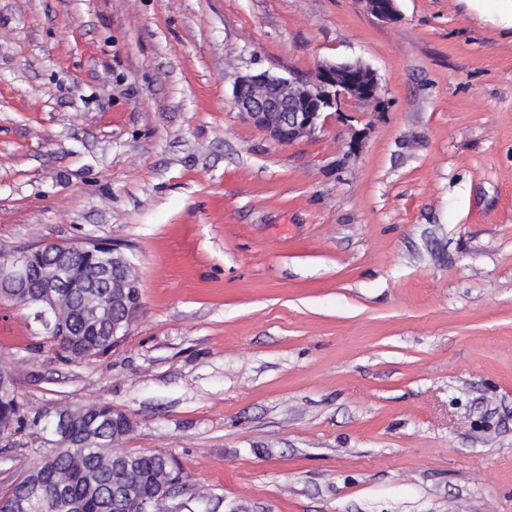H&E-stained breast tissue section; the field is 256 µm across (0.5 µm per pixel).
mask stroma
Instances as JSON below:
<instances>
[{
  "label": "stroma",
  "mask_w": 512,
  "mask_h": 512,
  "mask_svg": "<svg viewBox=\"0 0 512 512\" xmlns=\"http://www.w3.org/2000/svg\"><path fill=\"white\" fill-rule=\"evenodd\" d=\"M0 0V253L117 244L142 310L23 408L109 403L188 512H512V0ZM359 60L378 109L281 145L238 73ZM364 140L348 155L354 132ZM43 433L0 439V491ZM368 11L379 21L394 23L399 20L396 0H364Z\"/></svg>",
  "instance_id": "obj_1"
}]
</instances>
